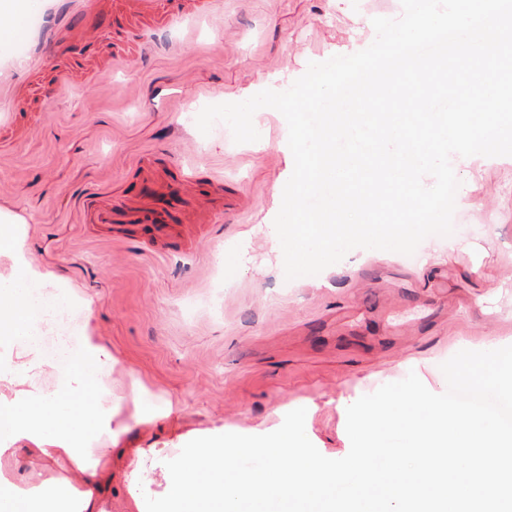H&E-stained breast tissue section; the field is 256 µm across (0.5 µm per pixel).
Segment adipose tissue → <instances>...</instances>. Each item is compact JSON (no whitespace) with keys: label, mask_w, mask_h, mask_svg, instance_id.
I'll return each mask as SVG.
<instances>
[{"label":"adipose tissue","mask_w":512,"mask_h":512,"mask_svg":"<svg viewBox=\"0 0 512 512\" xmlns=\"http://www.w3.org/2000/svg\"><path fill=\"white\" fill-rule=\"evenodd\" d=\"M0 256L12 272L0 274V495L11 497L13 512H33L36 501L61 504L78 496V512H105L98 466L118 445L123 428L112 425V394L102 383L117 360L94 337L68 355L54 392L40 378L51 367L37 321L31 317L30 286L43 275L24 248L19 225L0 226ZM55 465H68L70 478L44 481L38 500L25 496L9 469L17 449Z\"/></svg>","instance_id":"adipose-tissue-1"}]
</instances>
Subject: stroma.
<instances>
[{
    "instance_id": "35a3bbf8",
    "label": "stroma",
    "mask_w": 512,
    "mask_h": 512,
    "mask_svg": "<svg viewBox=\"0 0 512 512\" xmlns=\"http://www.w3.org/2000/svg\"><path fill=\"white\" fill-rule=\"evenodd\" d=\"M223 3L220 16L171 22L160 0L143 24L109 0L75 21L68 54L32 79L14 111L38 129L0 137V224L23 228L46 288L93 297L92 317L73 320L120 361L112 390L123 398L114 421L130 426L123 447L177 449L225 426L268 433L277 407L305 398L315 406L307 437L340 459L349 404L411 371L437 387L458 351L512 338V157L456 168L468 193L453 216L460 250H375L358 265L338 262L329 285L286 280L265 244L281 207L272 186L294 168L285 118L261 109L259 140L238 144L222 122L202 134L196 114L367 48L372 18L395 17L401 0ZM112 53L125 65L51 98L63 71ZM184 179L196 193L180 191ZM155 184L178 192L173 212L189 236L160 244L145 224L91 222L89 201L124 210ZM244 239L251 261L238 266ZM128 369L179 407L177 419L134 425Z\"/></svg>"
}]
</instances>
